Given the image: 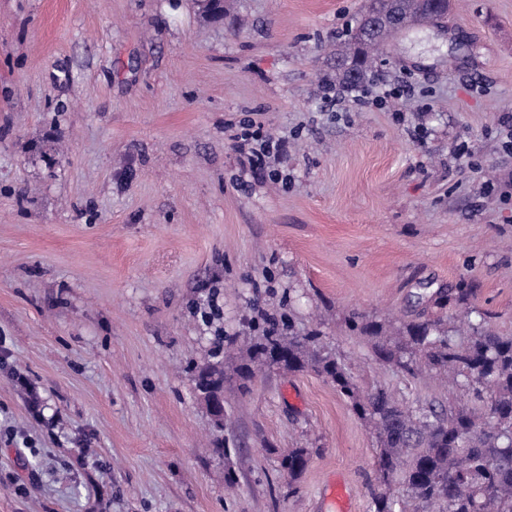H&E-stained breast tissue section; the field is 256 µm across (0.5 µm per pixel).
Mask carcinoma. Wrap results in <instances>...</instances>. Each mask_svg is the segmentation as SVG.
<instances>
[{
	"label": "carcinoma",
	"mask_w": 512,
	"mask_h": 512,
	"mask_svg": "<svg viewBox=\"0 0 512 512\" xmlns=\"http://www.w3.org/2000/svg\"><path fill=\"white\" fill-rule=\"evenodd\" d=\"M398 2L413 24H437L448 16L446 5L433 12L422 0ZM370 15L365 8L336 53V76L348 84L369 79L372 56L392 35L388 29L376 40L363 39ZM473 295L472 288H450L436 293L434 303L455 307ZM346 324L370 344L376 361L412 378L433 372L466 404L450 401L439 411L431 403L408 406L381 383L364 390L344 364L320 351V332L286 336L275 323L248 339L238 373L244 379L255 375L281 350L288 352L287 371H313L336 386L377 442L372 512H512V336H499L480 322L461 329L452 315L420 317L395 329L353 312ZM219 365L196 368L197 391L220 387ZM309 455L307 448H292L282 456L281 469L294 479Z\"/></svg>",
	"instance_id": "carcinoma-1"
}]
</instances>
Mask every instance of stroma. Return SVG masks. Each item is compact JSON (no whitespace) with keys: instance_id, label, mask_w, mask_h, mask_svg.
<instances>
[{"instance_id":"stroma-1","label":"stroma","mask_w":512,"mask_h":512,"mask_svg":"<svg viewBox=\"0 0 512 512\" xmlns=\"http://www.w3.org/2000/svg\"><path fill=\"white\" fill-rule=\"evenodd\" d=\"M365 3L0 0V512H332L333 478L370 512L376 441L316 373L225 383L215 432L216 331L229 372L252 325L320 329L412 406L448 394L372 366L349 311L444 318L419 284L465 282L512 335V0L397 34L379 107L322 90ZM249 121L288 142L270 169ZM216 366H223V364L216 361L196 368L194 382L197 391L200 393H210L212 390L220 387V371L216 369ZM215 375H217V377H215ZM310 451L307 448H292L281 458L280 466L288 478L300 476L307 466Z\"/></svg>"}]
</instances>
